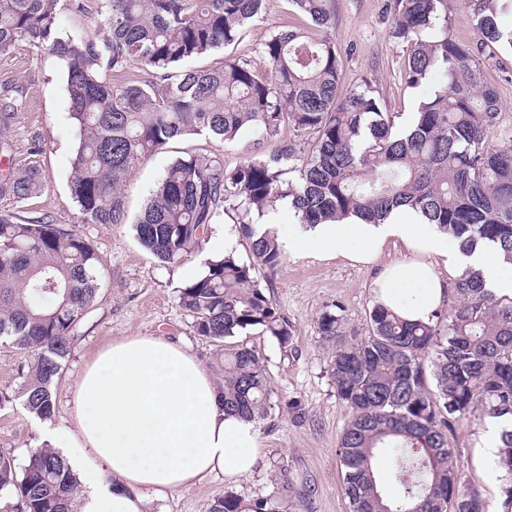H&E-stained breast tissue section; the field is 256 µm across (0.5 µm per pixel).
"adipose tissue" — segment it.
<instances>
[{
    "label": "adipose tissue",
    "mask_w": 512,
    "mask_h": 512,
    "mask_svg": "<svg viewBox=\"0 0 512 512\" xmlns=\"http://www.w3.org/2000/svg\"><path fill=\"white\" fill-rule=\"evenodd\" d=\"M288 248L375 262L390 240L415 257L377 270L374 304L411 322L430 323L447 293L443 273L481 271L485 286L512 297L501 253L456 240L401 207L381 224L350 217L312 227L289 225ZM74 422L90 471L84 512H144V491L167 492L220 473L252 472L261 452L254 422L225 413L224 386L197 358L162 336H126L100 351L74 390Z\"/></svg>",
    "instance_id": "adipose-tissue-1"
}]
</instances>
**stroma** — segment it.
Returning a JSON list of instances; mask_svg holds the SVG:
<instances>
[{"label":"stroma","instance_id":"35a3bbf8","mask_svg":"<svg viewBox=\"0 0 512 512\" xmlns=\"http://www.w3.org/2000/svg\"><path fill=\"white\" fill-rule=\"evenodd\" d=\"M393 0H336V20L330 30L342 57L345 88L370 85L384 111L395 113L396 123L408 125L419 100L436 86L440 75L427 85L410 88L400 73L407 56L406 43L393 38ZM309 21L294 12L287 0H268L263 19L246 29L226 50L191 60L194 68L220 65L224 58L249 60L259 72L271 65L260 47L275 31L309 29ZM485 79L497 89L501 116L498 134L512 136V52L480 54ZM23 87L27 107L8 119L13 166L35 167L46 179L44 189L26 203L0 196V213L19 217L44 216L57 224L78 226L101 260L102 288L90 312L77 327V338L64 363L51 419L34 418L20 401L0 408V452L23 465L29 449L43 444L50 430L74 431L73 391L85 365L112 341L125 336H163L198 358L210 371L224 361V349L199 336L179 303L181 288L199 275L211 244L185 254L173 264L161 263L134 237L133 220L141 214L149 190L174 159L205 153L233 169L251 156L276 153L289 131L276 138L243 132L231 142L189 136L137 164L128 174L123 196L129 218L125 224H84L70 196V158L77 129L68 112L66 77L58 59L48 51L21 44L0 54V83ZM402 244L387 242L376 265L345 258L320 259L306 253L286 252L278 269L266 277V293L288 318L295 337L281 347L261 331H249L248 345L263 357L271 375L273 407L258 429L262 451L252 474L233 480L214 475L202 482L150 499L147 512H209L212 500L231 493L244 501L264 499L279 512H349L343 490L344 468L339 443L351 413L337 397L328 365L330 343L316 334L315 320L325 305L341 302L349 328L366 333L373 308L371 286L376 266L412 258ZM487 417L474 411L455 423L448 444L462 456L461 483L478 493L483 512H502L495 478L480 474L473 457L486 431Z\"/></svg>","mask_w":512,"mask_h":512}]
</instances>
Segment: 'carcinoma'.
Returning <instances> with one entry per match:
<instances>
[{
  "label": "carcinoma",
  "instance_id": "cac0c4a2",
  "mask_svg": "<svg viewBox=\"0 0 512 512\" xmlns=\"http://www.w3.org/2000/svg\"><path fill=\"white\" fill-rule=\"evenodd\" d=\"M58 3L0 0V54L24 43L51 52L63 66L69 116L79 130L70 191L82 223H126L121 187L127 173L174 139L292 132L276 156L250 157L232 170L208 155L176 159L133 224L146 250L174 263L202 246L225 211L241 213L236 230L247 240L246 257L232 250L210 260L207 272L180 294L198 335L224 345L225 409L256 423L272 409L263 358L229 339L259 328L286 348L295 336L258 276L284 258L277 238L249 223L271 198L288 199L309 227L351 215L379 224L407 206L462 250L484 242L512 264V139L490 143L500 99L477 56L448 28L453 0H394L392 36L409 46L402 80L416 86L433 72L444 77L407 129L396 127L370 86L342 90L341 54L330 37L273 34L260 48L271 64L265 74L246 59L183 67L234 45L262 19L267 0H97L103 26L94 38L63 28ZM288 3L313 26L332 27L335 0ZM462 3L473 11L480 48L512 49V29L500 25L512 14V0ZM133 65L151 78H111ZM26 105L22 90L0 84L1 113ZM289 172L297 176L283 179ZM43 186L42 173L29 167L1 178L0 195L25 202ZM101 266L75 226L0 214V344L25 358L17 391H0V406L19 399L40 420L54 415V387L76 326L97 299ZM452 295L430 324L375 306L365 336L346 334L339 302L316 320L317 335L335 342L329 371L351 412L339 444L350 512H482L479 496L460 482V454L448 446L454 422L478 408L508 420L499 430L493 475L505 512H512V298L484 288L478 272L457 279ZM381 448L394 452L392 493L378 487L372 468ZM3 490L16 495L18 512H77V477L47 444L30 449L19 469L0 454ZM209 512L277 509L226 493Z\"/></svg>",
  "mask_w": 512,
  "mask_h": 512
}]
</instances>
